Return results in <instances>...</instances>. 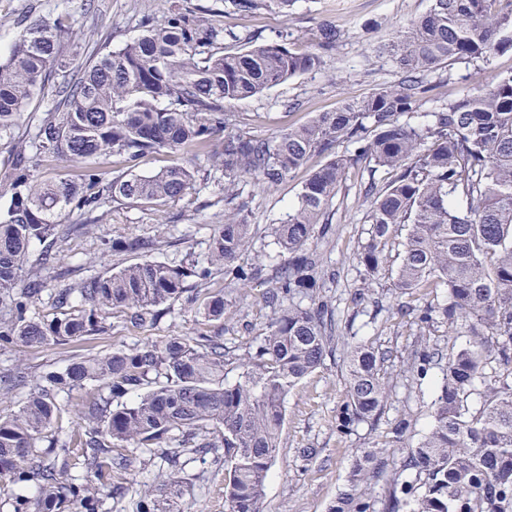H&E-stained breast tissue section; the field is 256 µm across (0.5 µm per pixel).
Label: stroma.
Here are the masks:
<instances>
[{
  "label": "stroma",
  "instance_id": "1",
  "mask_svg": "<svg viewBox=\"0 0 512 512\" xmlns=\"http://www.w3.org/2000/svg\"><path fill=\"white\" fill-rule=\"evenodd\" d=\"M431 0H295L288 12L264 7L250 15L233 11L228 0H189L190 7L207 8L216 26L225 31L224 49L235 52L247 44L257 45L287 34L290 48L313 49L323 22L332 21L342 32L336 52L315 71L289 78L252 98L225 105L237 128L273 139L289 126L309 121L321 112L335 111L349 98L369 96L377 88L395 80L392 63L376 57L377 45L395 39L401 27L428 11ZM166 0H0V54L8 55L30 20L44 17L61 20L72 31L63 46L67 59L90 60L100 46L117 50L137 37L146 22L163 19ZM512 69V52L492 61L456 62L442 68L440 95L459 98L490 80L499 71ZM327 156L313 155L306 171H300L272 187L247 183L239 199L253 224L250 247L241 265L260 263L262 278L237 285L229 291L223 277L212 281L210 292H223L228 307L224 315V345L237 349L251 333L260 332L270 310L263 295L284 265L287 256L275 244L271 225L281 223L296 205L307 170L324 166ZM385 184L387 172L369 175L366 164L347 172L328 213L327 236L314 239L322 258L316 288L334 310L339 335L372 342L389 351L387 372L394 381L392 397L375 425H360L348 434L336 430V407L345 394V353L335 344L323 365L289 391L281 449L270 468L266 482L265 512H328L330 504L345 489L348 469L356 451L376 446L388 459L389 472H396L399 458L390 442V421L399 414L412 421L410 440L423 435L431 422V410L442 382L441 368L429 371L422 380L410 378L403 364L405 350L418 334V311L441 302L445 289L428 290L410 296V311L398 310L391 274L396 271L398 245L386 248L387 275L365 281L355 260L369 237L366 221L368 203L360 187L368 179ZM217 183L193 191L182 200L154 209L143 205L114 208L108 223L87 233L70 232L80 223L78 213L66 214L59 233L63 237L58 275L30 309L39 320L59 316L52 303L57 290L69 288L83 279L101 276L113 267L139 261L136 253H115L107 248L110 240L164 236L166 244L149 254L150 259L177 264L204 256L210 225L224 221V205L219 201ZM365 290L364 300L352 304L357 290ZM105 333L80 342L50 343L40 347H0V372L22 370L31 377L66 367L72 358L92 357L112 348H133L153 341L163 342L175 335L210 333L214 325L194 308L173 304L154 327L133 326L124 314L106 320ZM313 456H306V449ZM166 465L161 461L133 462L125 473L113 474L111 483L122 488L121 496L104 504L102 512H133L141 488L158 484ZM181 501L186 512H224V464L205 458L186 464Z\"/></svg>",
  "mask_w": 512,
  "mask_h": 512
}]
</instances>
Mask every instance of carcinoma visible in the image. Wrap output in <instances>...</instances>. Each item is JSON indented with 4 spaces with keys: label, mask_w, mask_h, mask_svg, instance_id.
Here are the masks:
<instances>
[{
    "label": "carcinoma",
    "mask_w": 512,
    "mask_h": 512,
    "mask_svg": "<svg viewBox=\"0 0 512 512\" xmlns=\"http://www.w3.org/2000/svg\"><path fill=\"white\" fill-rule=\"evenodd\" d=\"M499 0H432L395 40L377 53L399 74L396 83L361 100H347L275 140L238 129L217 138L229 116L224 104L253 97L288 78L321 68L336 49L341 31L322 25L315 49L294 52L282 40L251 49L224 51V30L205 10L171 5L165 20L118 51L73 67L61 54L70 28L46 18L25 26L9 55L0 58V142L13 146L14 172L3 187L0 207V342L37 347L73 342L105 331L111 313H124L139 328L154 326L182 300L188 281L208 288L213 275L236 285L260 268L238 260L250 244L251 225L234 206L241 182L273 186L303 169L310 156H330L308 173L297 205L275 227L286 265L263 299L270 308L261 332L233 354L220 333L169 337L164 344L114 348L76 358L63 370L25 380L6 376V386H28L19 410L0 415V499L13 512H99L105 475L127 469L118 448H140L168 462L161 483L140 494L136 512H183V438L198 448L224 449L225 512H264L268 472L281 448L289 390L324 363L333 351L335 322L328 303L314 296L320 258L310 249L346 170L365 163L374 174L394 173L383 187L369 183L368 242L357 263L373 279L385 270L387 241L407 228L394 280L398 295L429 288L448 290V301L418 316L421 347L409 356V373L421 380L443 364L442 385L432 405L430 429L407 443L411 421L391 423L392 443L407 449L400 471L382 501V512H512V70L457 99H443L429 112L430 124L411 123L412 114L437 88L430 75L459 60L489 62L512 51V9ZM48 87L55 107L39 117L33 132L16 129L35 90ZM344 141L354 154L335 152ZM192 149L224 170V223L207 239L206 263L172 265L141 260L57 291L68 308L51 321L27 313L47 285L59 253L57 227L66 212L85 216L76 232L105 224L108 203L160 207L191 193L200 180L193 163L150 176L133 173L144 156ZM119 156L127 170L112 178L96 160ZM51 161L80 166L59 181L34 175ZM41 246L37 253L33 246ZM162 246L131 238L111 244L136 253ZM26 281L18 289L17 282ZM221 292L207 295L202 315L224 322ZM441 324L464 333L466 346L443 354L427 338ZM346 392L336 408V429L349 433L372 425L392 395L385 363L388 352L344 340ZM496 367L494 380L487 369ZM237 372L229 383L225 375ZM94 402L79 412L83 430L65 442L55 437L58 396L88 383ZM135 394L129 402L121 398ZM479 405L473 407V396ZM387 461L369 449L351 464L347 488L330 512H372L371 481ZM82 468V482L68 470ZM35 489L31 497L19 485Z\"/></svg>",
    "instance_id": "obj_1"
}]
</instances>
